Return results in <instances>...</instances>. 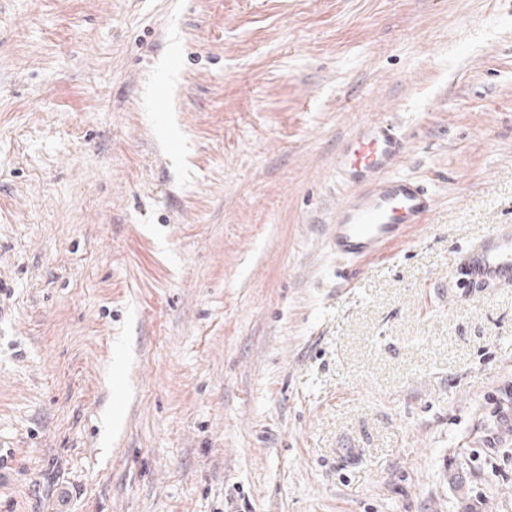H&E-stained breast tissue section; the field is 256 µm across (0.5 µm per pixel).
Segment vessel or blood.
I'll use <instances>...</instances> for the list:
<instances>
[{
	"label": "vessel or blood",
	"mask_w": 512,
	"mask_h": 512,
	"mask_svg": "<svg viewBox=\"0 0 512 512\" xmlns=\"http://www.w3.org/2000/svg\"><path fill=\"white\" fill-rule=\"evenodd\" d=\"M405 151L406 144L394 125L382 119L360 124L342 139L336 177L355 191L343 198L329 226L328 245L337 257H382L432 213L435 202L428 189L394 173ZM457 273L469 288H512V226L493 227L464 249Z\"/></svg>",
	"instance_id": "vessel-or-blood-1"
}]
</instances>
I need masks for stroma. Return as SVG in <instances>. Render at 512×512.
<instances>
[{
	"label": "stroma",
	"mask_w": 512,
	"mask_h": 512,
	"mask_svg": "<svg viewBox=\"0 0 512 512\" xmlns=\"http://www.w3.org/2000/svg\"><path fill=\"white\" fill-rule=\"evenodd\" d=\"M435 197L337 258L343 137ZM512 0H0V512H512ZM456 270L467 288L486 285L512 288V226L493 227L464 249Z\"/></svg>",
	"instance_id": "35a3bbf8"
}]
</instances>
